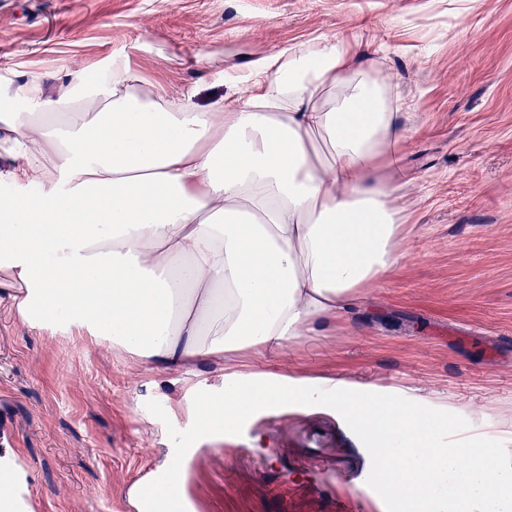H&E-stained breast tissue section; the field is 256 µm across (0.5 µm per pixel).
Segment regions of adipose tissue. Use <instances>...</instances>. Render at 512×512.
I'll use <instances>...</instances> for the list:
<instances>
[{
  "instance_id": "1",
  "label": "adipose tissue",
  "mask_w": 512,
  "mask_h": 512,
  "mask_svg": "<svg viewBox=\"0 0 512 512\" xmlns=\"http://www.w3.org/2000/svg\"><path fill=\"white\" fill-rule=\"evenodd\" d=\"M138 80L116 64L49 101L30 83L13 93L24 109L0 118L21 187L0 196V286L17 317L182 370L166 417L193 446L328 385L401 512H512V453L442 447L424 404L231 364L317 335L399 262L401 212L380 174L403 160V114L350 38L279 50L246 96L208 112L189 92L170 104L137 93ZM32 183L40 193H23ZM160 469L165 512H187L181 451Z\"/></svg>"
}]
</instances>
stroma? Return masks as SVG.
<instances>
[{
  "mask_svg": "<svg viewBox=\"0 0 512 512\" xmlns=\"http://www.w3.org/2000/svg\"><path fill=\"white\" fill-rule=\"evenodd\" d=\"M348 32L404 102L390 180L408 217L396 269L323 334L260 357L353 394L432 400L441 442L512 451V0H0V89L47 98L126 63L140 93L201 109L256 64ZM0 290V458L34 512H134L126 491L175 439L177 372L20 322ZM371 443L327 402L274 408L189 467L192 512H395ZM332 461L336 470L318 469Z\"/></svg>",
  "mask_w": 512,
  "mask_h": 512,
  "instance_id": "obj_1",
  "label": "stroma"
}]
</instances>
